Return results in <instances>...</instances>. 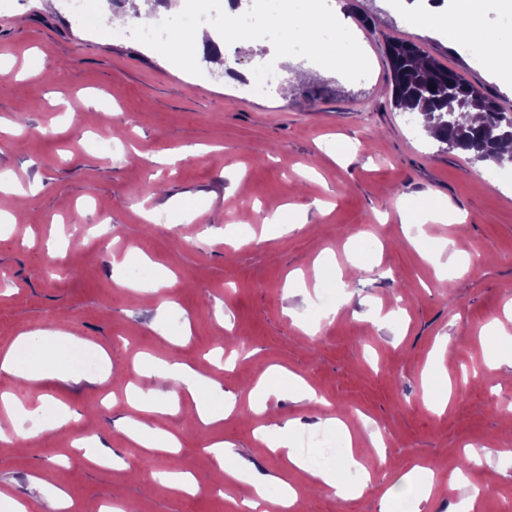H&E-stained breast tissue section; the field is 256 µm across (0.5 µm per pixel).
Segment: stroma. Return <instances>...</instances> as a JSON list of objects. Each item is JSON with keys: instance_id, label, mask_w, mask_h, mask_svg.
<instances>
[{"instance_id": "35a3bbf8", "label": "stroma", "mask_w": 512, "mask_h": 512, "mask_svg": "<svg viewBox=\"0 0 512 512\" xmlns=\"http://www.w3.org/2000/svg\"><path fill=\"white\" fill-rule=\"evenodd\" d=\"M333 3L368 76L301 78L285 98L270 89L239 94L202 55L166 59L104 29L98 12L75 18L44 11L41 0L0 6V83L14 87L0 93V175L22 188L0 193V211L16 218L0 238V353L40 329L86 341L110 359L107 371L67 382L47 375L25 393L29 407L44 396L82 415L68 430L18 447L0 443V487L29 496L30 512H42L61 480L75 512H103L123 499L137 512H240L239 490L203 451L220 440L233 461L287 474L299 491L291 512H380L398 475L425 464L442 510L503 512L512 503V459H481L470 479L451 480L466 446L512 442V358L492 369L485 360L486 327L512 302V164L475 163L423 139L391 101L386 44L417 43L511 112L512 77L484 70L445 36L414 33L418 0ZM361 14L372 27L358 22ZM32 66L38 77H28ZM313 85L320 97L308 111ZM146 210L171 221L146 224ZM244 215L245 239L227 251L225 228ZM276 216L294 230L267 233ZM51 239L60 254L46 250ZM131 251L144 254L147 279L170 276L143 302L122 285ZM323 254L334 273L319 266ZM324 283L336 293L332 320L315 300ZM304 323L314 337L303 336ZM224 343L238 350L239 364L206 366ZM143 354L207 367L236 406L206 424L181 395L161 422L180 451L153 455L134 477L124 466L133 455L126 389L149 383L138 367ZM438 362L457 383L441 412L422 398ZM273 365L304 379L331 415L355 425L372 492L345 501L314 491L310 474L257 442V427L285 418L300 419L299 433L317 429L318 407L285 393L252 413L250 390ZM373 432L387 439L392 470L377 465ZM81 434L99 439L118 467L78 457L72 440ZM172 469L191 473L197 493L154 481Z\"/></svg>"}]
</instances>
